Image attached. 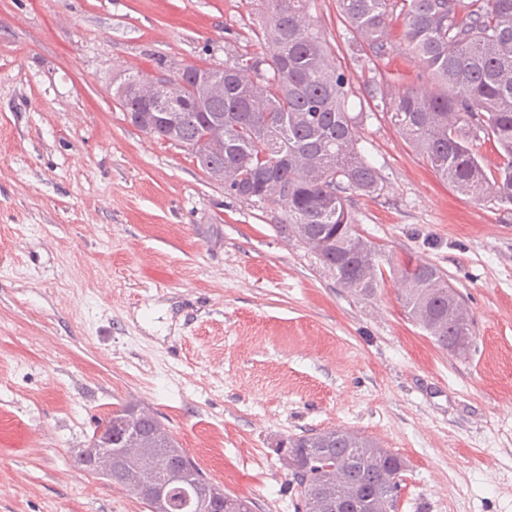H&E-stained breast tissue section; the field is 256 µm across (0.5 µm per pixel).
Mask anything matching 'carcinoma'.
Segmentation results:
<instances>
[{
    "label": "carcinoma",
    "mask_w": 512,
    "mask_h": 512,
    "mask_svg": "<svg viewBox=\"0 0 512 512\" xmlns=\"http://www.w3.org/2000/svg\"><path fill=\"white\" fill-rule=\"evenodd\" d=\"M255 35L267 45L262 57L239 55L224 66H193L198 81L133 75L115 98L127 115L147 111L142 84L178 107L175 125L158 122L143 132L163 140L176 132L185 147L204 142L212 168L224 172V189L253 203H278L285 215L279 231L315 252L349 292L368 298L384 282V270L404 284L407 318L442 349L463 354L470 318L441 270L426 261L397 267L383 248L358 231L347 193L373 196L382 189L377 169L360 151L355 118L348 112L350 78L330 64L324 36L307 19L311 0H256ZM366 54L382 59L399 42L423 63L438 90H409L382 98L390 121L425 157L438 176L465 195L489 191L512 203V0H338ZM485 139L502 162L488 174L472 144ZM126 418L133 431L124 459L148 477L165 472V456L187 458L196 484L194 498L224 493L230 507L253 512V503L224 490L179 448L171 431L152 413L125 405L97 427ZM285 457L298 492L297 512H330L339 495L350 512H391L406 462L358 433L337 429L326 441L312 432L287 441ZM133 494L126 465L105 476Z\"/></svg>",
    "instance_id": "1"
}]
</instances>
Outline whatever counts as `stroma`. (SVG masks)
Returning a JSON list of instances; mask_svg holds the SVG:
<instances>
[{
  "mask_svg": "<svg viewBox=\"0 0 512 512\" xmlns=\"http://www.w3.org/2000/svg\"><path fill=\"white\" fill-rule=\"evenodd\" d=\"M310 23L352 81L380 195L350 193L395 264H435L471 319L448 353L396 279L364 299L191 152L125 120L128 76L265 55L253 0H0V512H145L79 470L99 419L153 410L256 512H296L289 437L342 428L402 456L395 512H512V204L443 181L379 107L431 90L405 46Z\"/></svg>",
  "mask_w": 512,
  "mask_h": 512,
  "instance_id": "obj_1",
  "label": "stroma"
}]
</instances>
